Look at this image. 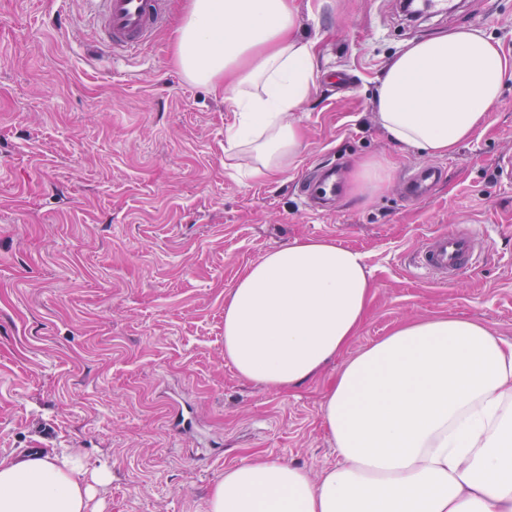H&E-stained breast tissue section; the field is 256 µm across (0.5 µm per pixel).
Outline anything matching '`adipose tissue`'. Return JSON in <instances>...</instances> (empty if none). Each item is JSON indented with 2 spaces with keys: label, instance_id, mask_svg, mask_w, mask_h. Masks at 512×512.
<instances>
[{
  "label": "adipose tissue",
  "instance_id": "ef3b65f1",
  "mask_svg": "<svg viewBox=\"0 0 512 512\" xmlns=\"http://www.w3.org/2000/svg\"><path fill=\"white\" fill-rule=\"evenodd\" d=\"M185 80L222 92L236 121L224 153L251 149L254 180L296 166L293 116L308 99L315 40L295 0H186L172 39ZM512 80V54L478 28L413 41L374 96L388 137L445 156L480 131ZM372 297L360 251L309 238L247 266L224 299V357L269 391L298 388L341 354ZM323 419L340 460L319 477L281 460L225 469L207 512H512V343L480 322L407 321L348 359ZM104 471L76 448L0 460V512H92Z\"/></svg>",
  "mask_w": 512,
  "mask_h": 512
}]
</instances>
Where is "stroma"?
<instances>
[{
	"mask_svg": "<svg viewBox=\"0 0 512 512\" xmlns=\"http://www.w3.org/2000/svg\"><path fill=\"white\" fill-rule=\"evenodd\" d=\"M316 40L315 85L297 114L298 169L260 184L224 154L234 121L220 94L187 82L170 36L183 0L133 59L94 40L84 0H0V458L83 449L107 468L94 512H206L226 468L283 459L319 476L338 461L323 423L346 358L271 392L224 358V297L266 252L327 238L366 257L374 288L359 350L399 323L454 315L512 342V84L487 128L437 159L394 145L373 98L413 40L475 27L512 54V0H464L458 16L406 21L397 0H297ZM388 187L352 194L366 159ZM444 177L412 203L418 166ZM336 165L342 192L306 210L301 184ZM479 232L482 257L452 282L408 258L428 236Z\"/></svg>",
	"mask_w": 512,
	"mask_h": 512,
	"instance_id": "35a3bbf8",
	"label": "stroma"
}]
</instances>
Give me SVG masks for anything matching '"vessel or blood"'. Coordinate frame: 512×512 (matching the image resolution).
<instances>
[{"label": "vessel or blood", "mask_w": 512, "mask_h": 512, "mask_svg": "<svg viewBox=\"0 0 512 512\" xmlns=\"http://www.w3.org/2000/svg\"><path fill=\"white\" fill-rule=\"evenodd\" d=\"M97 23L98 43L113 57L128 58L152 44L167 20V0H86ZM438 171L419 169L409 182L408 196L420 199L436 181ZM339 181L315 177L303 193L311 206L337 197ZM478 237L475 232L456 230L430 236L412 263L419 275L428 279L451 280L476 262Z\"/></svg>", "instance_id": "1"}]
</instances>
